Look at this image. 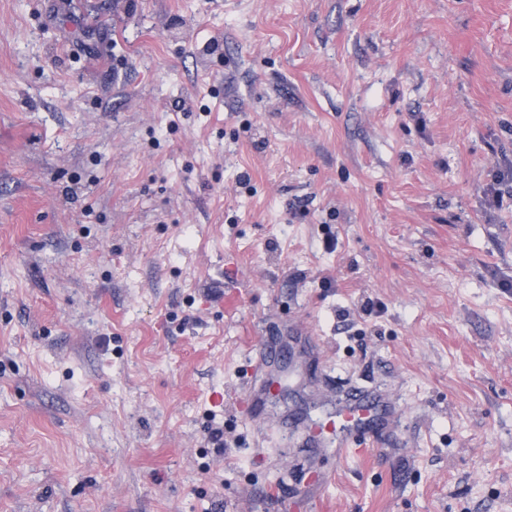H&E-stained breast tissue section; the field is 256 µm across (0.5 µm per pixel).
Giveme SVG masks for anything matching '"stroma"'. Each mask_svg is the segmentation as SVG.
Listing matches in <instances>:
<instances>
[{"mask_svg": "<svg viewBox=\"0 0 512 512\" xmlns=\"http://www.w3.org/2000/svg\"><path fill=\"white\" fill-rule=\"evenodd\" d=\"M510 161L512 0H0V512H512ZM278 352L276 346H270L266 349L264 354H260L254 360L249 358L247 373L250 377V389L251 393L243 401L246 411L251 408V412L254 407L259 405H266L269 401L270 395L273 394L274 389L280 387V379L267 371L268 360L270 357ZM261 380V385L258 390H255L256 382ZM393 404L379 391L355 387L348 394L346 402L339 407L327 422L311 421L308 427L311 437L318 446L326 448L335 436L342 438L346 446L363 445L370 436V427L377 421L394 419Z\"/></svg>", "mask_w": 512, "mask_h": 512, "instance_id": "35a3bbf8", "label": "stroma"}]
</instances>
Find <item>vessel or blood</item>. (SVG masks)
Returning <instances> with one entry per match:
<instances>
[{
	"label": "vessel or blood",
	"mask_w": 512,
	"mask_h": 512,
	"mask_svg": "<svg viewBox=\"0 0 512 512\" xmlns=\"http://www.w3.org/2000/svg\"><path fill=\"white\" fill-rule=\"evenodd\" d=\"M276 347H268L264 354L251 360L247 373L251 381L260 387L251 391L244 401L246 408L267 404L274 389L279 388V378L268 370V360L275 355ZM395 416L393 404L379 391L356 387L349 393L346 402L327 422H311L308 430L317 445L326 447L332 437L342 438L345 444H364L375 421H391Z\"/></svg>",
	"instance_id": "obj_1"
}]
</instances>
